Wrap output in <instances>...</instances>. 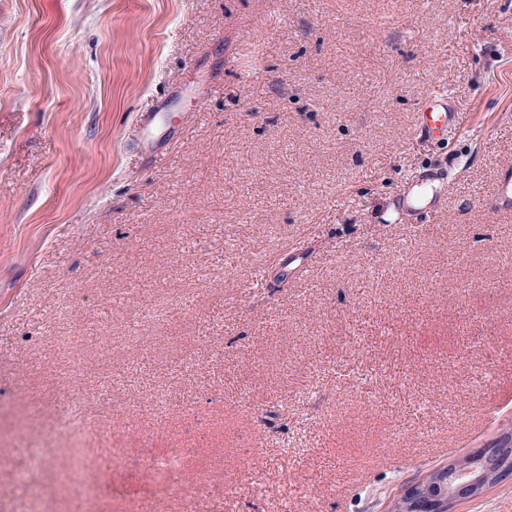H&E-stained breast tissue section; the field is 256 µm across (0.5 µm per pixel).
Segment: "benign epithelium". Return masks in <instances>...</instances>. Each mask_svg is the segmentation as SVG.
<instances>
[{
    "instance_id": "7a95c632",
    "label": "benign epithelium",
    "mask_w": 512,
    "mask_h": 512,
    "mask_svg": "<svg viewBox=\"0 0 512 512\" xmlns=\"http://www.w3.org/2000/svg\"><path fill=\"white\" fill-rule=\"evenodd\" d=\"M510 436L512 424L502 429L495 440L472 452L477 459L496 461V469L475 467L459 480L444 481L442 473L449 470V466L438 467L404 489L395 512H400L403 502L414 512H453L455 503L481 498L489 486L512 477V445L505 442Z\"/></svg>"
}]
</instances>
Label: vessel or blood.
I'll use <instances>...</instances> for the list:
<instances>
[{
	"instance_id": "obj_1",
	"label": "vessel or blood",
	"mask_w": 512,
	"mask_h": 512,
	"mask_svg": "<svg viewBox=\"0 0 512 512\" xmlns=\"http://www.w3.org/2000/svg\"><path fill=\"white\" fill-rule=\"evenodd\" d=\"M419 125L423 130L442 135L463 129L451 96L442 93L429 94L423 101ZM446 182L447 176L440 170L428 169L416 174L398 193L390 223L403 224L409 216L420 214L427 217L440 209L446 195Z\"/></svg>"
}]
</instances>
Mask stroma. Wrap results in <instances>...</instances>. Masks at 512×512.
Listing matches in <instances>:
<instances>
[{
	"label": "stroma",
	"mask_w": 512,
	"mask_h": 512,
	"mask_svg": "<svg viewBox=\"0 0 512 512\" xmlns=\"http://www.w3.org/2000/svg\"><path fill=\"white\" fill-rule=\"evenodd\" d=\"M509 165L512 0H0V452L99 422L0 512H387L492 441ZM429 167L443 210L386 223ZM419 127L441 135L462 132L461 117L453 107L450 94L430 93L427 96L420 108ZM89 428V418L82 412L71 409L57 422L56 432L60 436L65 437L69 442V448H72L78 444L81 437L87 433Z\"/></svg>",
	"instance_id": "35a3bbf8"
}]
</instances>
